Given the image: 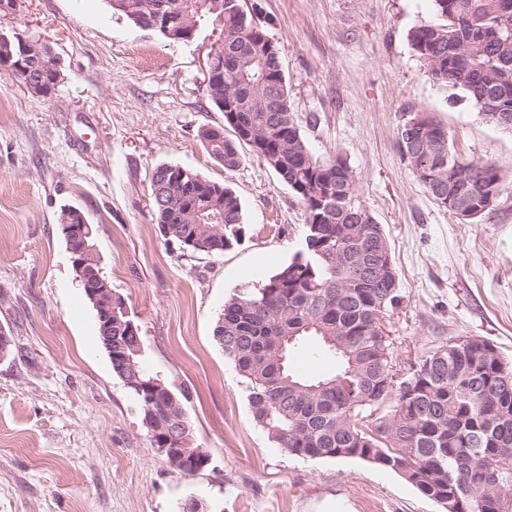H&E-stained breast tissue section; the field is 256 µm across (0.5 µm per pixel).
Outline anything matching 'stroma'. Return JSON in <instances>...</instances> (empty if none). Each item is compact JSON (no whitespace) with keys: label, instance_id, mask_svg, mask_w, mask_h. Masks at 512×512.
<instances>
[{"label":"stroma","instance_id":"obj_1","mask_svg":"<svg viewBox=\"0 0 512 512\" xmlns=\"http://www.w3.org/2000/svg\"><path fill=\"white\" fill-rule=\"evenodd\" d=\"M293 112L313 153L343 156L357 199L382 224L400 299L386 327L404 380L449 340L478 337L512 366V133L434 83L411 29L432 0H257ZM48 44L61 80L48 96L0 74V512H440L389 469L287 453L250 413L244 379L213 330L233 294L302 248L304 204L249 146L227 170L202 133L224 114L205 82L218 31L172 41L112 13L107 0H16L0 31ZM433 116L463 157L503 181L494 210L464 220L441 207L403 157L398 129ZM188 168L230 188L245 233L218 256L164 239L150 204L154 168ZM92 224L101 265L138 325L141 359L184 405L206 468L185 475L151 440L113 375L97 318L58 226Z\"/></svg>","mask_w":512,"mask_h":512}]
</instances>
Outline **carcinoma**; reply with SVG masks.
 I'll return each instance as SVG.
<instances>
[{"instance_id": "obj_1", "label": "carcinoma", "mask_w": 512, "mask_h": 512, "mask_svg": "<svg viewBox=\"0 0 512 512\" xmlns=\"http://www.w3.org/2000/svg\"><path fill=\"white\" fill-rule=\"evenodd\" d=\"M112 10L133 23L161 17L164 37L179 41L187 12L204 5L197 21L209 19L224 33L217 62L219 83L209 95L224 112L236 140L216 130L202 137L207 151L226 169L241 162L236 142L259 147L306 209L304 247L265 277L258 287L232 295L220 313L214 337L224 356L246 380L256 424L289 454L304 458H356L387 469L415 468L414 486L436 503L459 489L472 494V512L487 492L486 476L497 468L498 493L512 501V368L503 359L473 367L470 357L442 346L424 356L402 389L395 380L391 343L379 322L397 300L396 274L389 287L371 288L356 264L372 251L371 230L384 233L356 200V179L346 159L321 160L311 151L292 112L278 50L252 19L224 8L214 14L207 0H108ZM441 21L409 32L413 50L438 75L435 82L459 91L482 119L512 114V11L502 0H433ZM0 39V67L24 81L27 71L46 69L42 95L57 85L59 65L50 47L21 54L14 35ZM399 146L431 196L465 195L471 205L491 211L502 175L491 163L459 156L448 133L433 117L416 112L398 130ZM477 169L475 183L457 175ZM150 197L160 233L191 252L216 256L244 233L235 193L190 169L161 164L152 174ZM312 353L336 360L330 374L304 375L293 354L304 342ZM136 369L112 365V372L144 409L134 374L155 376L134 356ZM156 417L178 418L177 444L191 451V425L176 393L163 391L152 404Z\"/></svg>"}]
</instances>
